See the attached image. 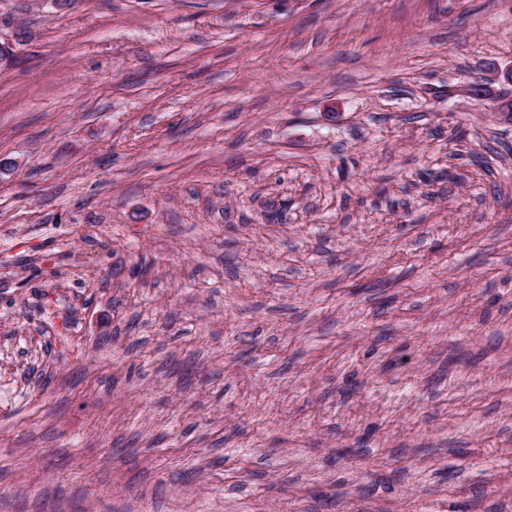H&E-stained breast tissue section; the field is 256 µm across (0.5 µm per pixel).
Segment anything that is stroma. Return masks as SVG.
I'll return each mask as SVG.
<instances>
[{
    "label": "stroma",
    "mask_w": 512,
    "mask_h": 512,
    "mask_svg": "<svg viewBox=\"0 0 512 512\" xmlns=\"http://www.w3.org/2000/svg\"><path fill=\"white\" fill-rule=\"evenodd\" d=\"M0 45V512H512V0Z\"/></svg>",
    "instance_id": "obj_1"
}]
</instances>
